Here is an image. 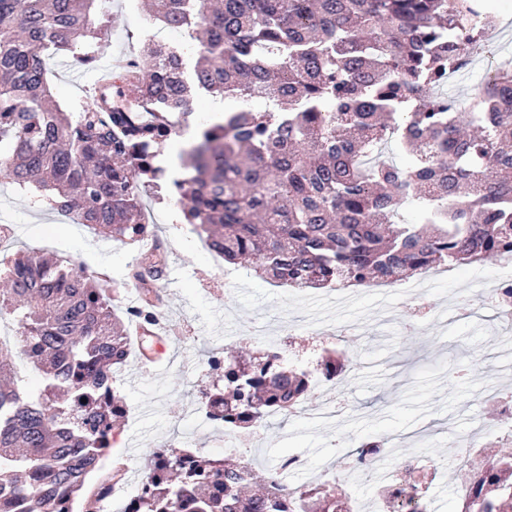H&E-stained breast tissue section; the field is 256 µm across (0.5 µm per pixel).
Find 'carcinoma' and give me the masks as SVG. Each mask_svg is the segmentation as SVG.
<instances>
[{"label": "carcinoma", "instance_id": "obj_1", "mask_svg": "<svg viewBox=\"0 0 512 512\" xmlns=\"http://www.w3.org/2000/svg\"><path fill=\"white\" fill-rule=\"evenodd\" d=\"M100 0H0V180L74 224L125 245L151 237L131 265L138 305L100 273L41 253L7 262L0 318L40 377L37 393L0 384V499L26 512H97L114 475L103 467L126 407L116 386L140 329L156 338L165 242L143 220L170 183L180 216L226 261L300 290L411 279L512 253V65L495 68L458 112L436 90L481 47L483 0H147L179 46L143 40L132 63L79 105L52 103L47 59L90 65L109 20ZM230 102L184 152L192 175L168 179L155 144L197 94ZM265 103L258 111L254 103ZM385 143L397 164L375 155ZM418 210L400 224L398 211ZM210 419L242 431L288 415L309 374L272 348L257 361L208 357ZM329 380L345 371L327 356ZM387 491L393 512L415 501V468ZM251 458L231 465L173 444L147 456L140 494L122 512H347L326 481L288 488L274 465L249 492ZM455 512H512V451L466 470Z\"/></svg>", "mask_w": 512, "mask_h": 512}]
</instances>
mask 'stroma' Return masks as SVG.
I'll use <instances>...</instances> for the list:
<instances>
[{
	"label": "stroma",
	"mask_w": 512,
	"mask_h": 512,
	"mask_svg": "<svg viewBox=\"0 0 512 512\" xmlns=\"http://www.w3.org/2000/svg\"><path fill=\"white\" fill-rule=\"evenodd\" d=\"M497 11L498 26L473 54L468 70L456 74L454 93L467 97L498 64L512 62V0H485ZM111 23L106 34V59L90 66L75 65L67 57L49 60L51 92L67 106L83 101L102 80L111 58L130 54L142 37L141 10H129L126 0H105ZM153 229L169 252L167 273L160 287L168 291L162 312L170 327L166 343L180 356L155 352L153 361L130 355L117 373L125 399L126 420L110 439L104 463L122 467L127 478L140 480L131 468L133 459L158 445L191 438L204 455L227 457L223 426L197 412L198 389L210 351L222 348L252 351L264 342L251 338L248 329L264 322L289 361L304 369L317 368L325 350L343 353L346 411L327 428L291 415L271 421L251 448L257 475H265L275 461L307 460L306 470H290L289 483L318 480L331 463L334 444L354 449L362 441L385 435L400 439L388 459L401 470L409 452L440 455L454 432L478 424L495 425L494 410L481 400L487 380L502 376L512 362V343L498 347V356L476 365V352L489 349L488 323L460 315L452 303L459 291L479 297L487 279L500 273L499 257L448 269L434 268L433 283L423 300L407 295L399 284L371 283L347 291L338 300L330 289L289 291L264 281L241 265H234V284L224 282L223 259L213 257L193 225L182 223L176 200L169 191L151 201ZM0 259L17 251L66 253L72 261L99 271L109 281L126 284L127 268L138 254L136 247L102 239L90 227L33 206L27 192L0 184ZM359 323L360 334L345 335L341 326Z\"/></svg>",
	"instance_id": "35a3bbf8"
}]
</instances>
